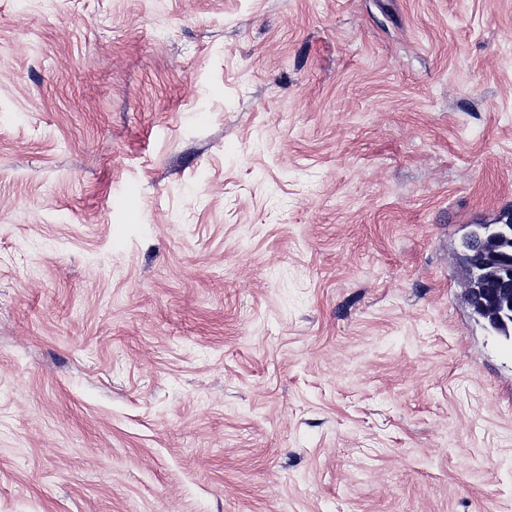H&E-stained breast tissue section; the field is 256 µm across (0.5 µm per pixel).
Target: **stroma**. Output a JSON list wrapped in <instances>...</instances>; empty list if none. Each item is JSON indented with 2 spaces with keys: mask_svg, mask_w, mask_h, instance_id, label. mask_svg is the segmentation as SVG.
Listing matches in <instances>:
<instances>
[{
  "mask_svg": "<svg viewBox=\"0 0 512 512\" xmlns=\"http://www.w3.org/2000/svg\"><path fill=\"white\" fill-rule=\"evenodd\" d=\"M512 0H0V512H512ZM501 235L505 237L506 233L484 234L470 241V247L476 258L472 269V308L481 312L490 300L499 311L498 322L492 326L493 329L504 333L505 339L511 341L506 319L511 320L512 314V266L500 251ZM488 269H493L496 275L485 273ZM486 280H491L495 288H484Z\"/></svg>",
  "mask_w": 512,
  "mask_h": 512,
  "instance_id": "stroma-1",
  "label": "stroma"
}]
</instances>
